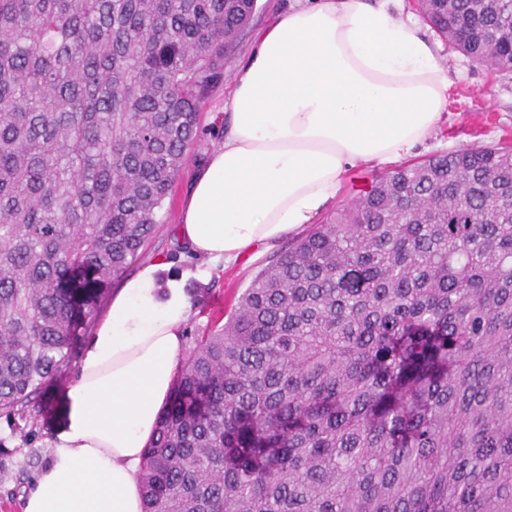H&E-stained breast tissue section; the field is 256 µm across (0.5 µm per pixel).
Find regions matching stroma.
Masks as SVG:
<instances>
[{
  "mask_svg": "<svg viewBox=\"0 0 512 512\" xmlns=\"http://www.w3.org/2000/svg\"><path fill=\"white\" fill-rule=\"evenodd\" d=\"M258 4L257 13L234 49L230 65L224 69L223 84L201 106L197 140L165 202L161 224L141 252L140 259L144 262L160 256L166 258L174 274L199 263L198 258L188 256L181 246L177 228L197 169L224 138L236 66L247 54L254 34L278 10L287 8L288 0H258ZM425 35L434 42L440 63L447 72L448 105L437 134L403 157V164H414L432 155L473 145L512 147V73L471 62L448 42L439 39L433 30H426ZM390 170V165L373 164L350 172L335 200L317 216V223H326L337 209L352 203L363 188ZM288 245V240L284 239L273 247L247 253L234 263L212 268L207 277L189 278L186 291L192 312L184 330L185 347L194 346L211 328L223 325L255 274ZM76 369V363H69L35 398L26 419L0 417V512H21L22 499L49 455L50 424Z\"/></svg>",
  "mask_w": 512,
  "mask_h": 512,
  "instance_id": "obj_1",
  "label": "stroma"
}]
</instances>
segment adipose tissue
<instances>
[{
	"label": "adipose tissue",
	"instance_id": "ef3b65f1",
	"mask_svg": "<svg viewBox=\"0 0 512 512\" xmlns=\"http://www.w3.org/2000/svg\"><path fill=\"white\" fill-rule=\"evenodd\" d=\"M403 0H293L240 62L224 140L195 174L179 235L231 263L312 223L352 170L438 129L448 77ZM143 264L80 354L23 512H143L139 473L183 353L184 276Z\"/></svg>",
	"mask_w": 512,
	"mask_h": 512
}]
</instances>
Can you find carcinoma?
Instances as JSON below:
<instances>
[{
	"label": "carcinoma",
	"mask_w": 512,
	"mask_h": 512,
	"mask_svg": "<svg viewBox=\"0 0 512 512\" xmlns=\"http://www.w3.org/2000/svg\"><path fill=\"white\" fill-rule=\"evenodd\" d=\"M257 0H0V414L160 223ZM512 72V0H418ZM143 512H512V150L399 167L263 267L177 372Z\"/></svg>",
	"instance_id": "1"
}]
</instances>
